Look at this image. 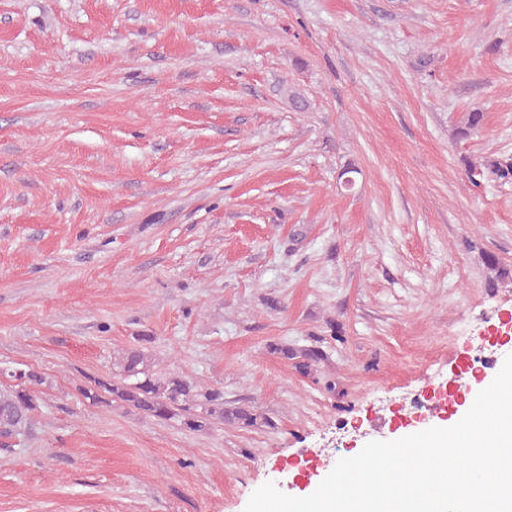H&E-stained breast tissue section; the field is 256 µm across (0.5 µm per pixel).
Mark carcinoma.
Wrapping results in <instances>:
<instances>
[{"instance_id":"cac0c4a2","label":"carcinoma","mask_w":512,"mask_h":512,"mask_svg":"<svg viewBox=\"0 0 512 512\" xmlns=\"http://www.w3.org/2000/svg\"><path fill=\"white\" fill-rule=\"evenodd\" d=\"M484 113H467L464 124L457 135L468 138L482 127ZM470 182L479 187L482 180L497 182L512 181L511 159H463ZM487 268L494 272L488 279V287L495 288L498 283L512 275V272L500 264L494 255L485 258ZM153 336L146 333L136 337V344L125 350L119 371L110 383L94 381V385L82 390L85 399L92 404L103 402L102 394L112 395V400L120 401L139 412L163 421H172L189 432H201L216 424H233L240 427H254L269 420L251 409L232 407L224 400V389L204 387L193 379L179 373L160 374L153 369L147 344ZM272 353L286 360L295 361V367L302 373L308 372L314 362L321 357L315 349L296 351L286 345H270ZM12 385L5 391L0 390V437L9 438L20 434L26 428L29 416L37 408L36 398L27 388V384H37L42 377L32 368L16 369L6 373Z\"/></svg>"}]
</instances>
